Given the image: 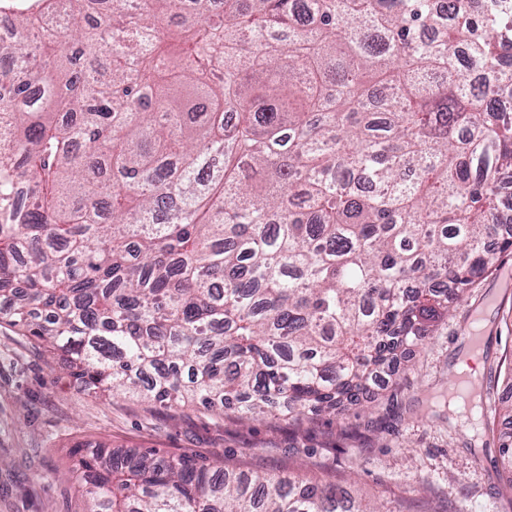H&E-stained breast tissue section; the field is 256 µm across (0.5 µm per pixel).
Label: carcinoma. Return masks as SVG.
<instances>
[{"mask_svg": "<svg viewBox=\"0 0 512 512\" xmlns=\"http://www.w3.org/2000/svg\"><path fill=\"white\" fill-rule=\"evenodd\" d=\"M210 2L0 0L32 37L0 44V316L92 397L299 421L512 249V12ZM78 455L89 512H388L293 471Z\"/></svg>", "mask_w": 512, "mask_h": 512, "instance_id": "1", "label": "carcinoma"}]
</instances>
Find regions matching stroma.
Returning a JSON list of instances; mask_svg holds the SVG:
<instances>
[{
	"label": "stroma",
	"instance_id": "stroma-1",
	"mask_svg": "<svg viewBox=\"0 0 512 512\" xmlns=\"http://www.w3.org/2000/svg\"><path fill=\"white\" fill-rule=\"evenodd\" d=\"M485 306L486 348L471 368L486 386V408L512 360V287L500 272L477 279L454 316L419 346L397 349L393 372L372 383L360 404L301 421L212 415L202 406L150 408L134 397L93 398L54 369L42 345L0 320V512H84L74 445L97 441L130 453L184 455L240 470L297 471L349 486L392 512H512L496 468V444L431 411L464 350L469 314Z\"/></svg>",
	"mask_w": 512,
	"mask_h": 512
}]
</instances>
